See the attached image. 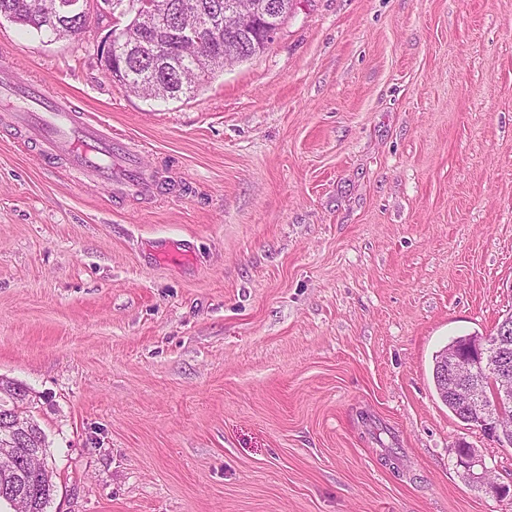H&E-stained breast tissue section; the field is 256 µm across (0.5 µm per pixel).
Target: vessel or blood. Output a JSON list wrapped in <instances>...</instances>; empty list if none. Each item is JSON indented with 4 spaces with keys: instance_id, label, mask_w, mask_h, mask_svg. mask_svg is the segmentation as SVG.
<instances>
[{
    "instance_id": "obj_1",
    "label": "vessel or blood",
    "mask_w": 512,
    "mask_h": 512,
    "mask_svg": "<svg viewBox=\"0 0 512 512\" xmlns=\"http://www.w3.org/2000/svg\"><path fill=\"white\" fill-rule=\"evenodd\" d=\"M37 95L50 108L46 117L30 121L9 113L0 116V123L23 131L43 157L65 160L69 171L111 186L113 194L151 193L150 175L139 166L130 144L114 136L109 124L77 115L71 101L50 86H42Z\"/></svg>"
}]
</instances>
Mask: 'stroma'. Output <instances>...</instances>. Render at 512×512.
Segmentation results:
<instances>
[{
	"instance_id": "35a3bbf8",
	"label": "stroma",
	"mask_w": 512,
	"mask_h": 512,
	"mask_svg": "<svg viewBox=\"0 0 512 512\" xmlns=\"http://www.w3.org/2000/svg\"><path fill=\"white\" fill-rule=\"evenodd\" d=\"M89 9L76 40L0 18V60L175 190L114 197L0 128V376L48 512H512V448L432 378L512 311V0H294L178 100L108 77L129 18ZM458 463L466 471L467 476L472 482L479 485L487 486L497 495H501V489L497 485H491L487 479L488 468L485 459L476 449H465L458 454Z\"/></svg>"
}]
</instances>
